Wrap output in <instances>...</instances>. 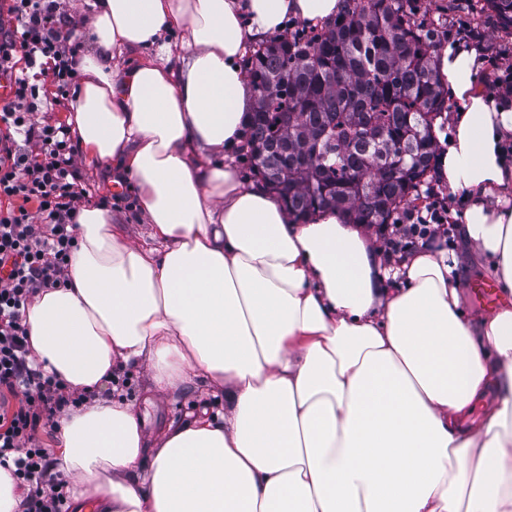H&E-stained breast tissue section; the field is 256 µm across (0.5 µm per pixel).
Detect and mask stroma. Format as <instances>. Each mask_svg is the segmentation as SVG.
Listing matches in <instances>:
<instances>
[{"instance_id":"35a3bbf8","label":"stroma","mask_w":512,"mask_h":512,"mask_svg":"<svg viewBox=\"0 0 512 512\" xmlns=\"http://www.w3.org/2000/svg\"><path fill=\"white\" fill-rule=\"evenodd\" d=\"M420 17L433 24L438 31V46L448 42H459L478 47L485 58L478 80L487 91H494V81L502 68L512 65V29L502 27L493 13L481 10L478 0H416ZM81 182L88 191L91 205H104L114 214L122 216L124 230L129 240L144 241L148 226L137 208V197L132 186H125L123 192L113 190V182L103 168L84 160L76 162ZM464 191L449 193L436 173H428L418 190V197L412 203L413 209L438 198L449 202V224L460 227L464 209ZM457 262V276L463 309L466 314L476 316L488 313L489 308L474 294L476 283L486 280L484 256L455 237L446 249ZM113 385L122 396L131 401L142 419L148 433H156L169 424L192 420L200 410L211 415H223L224 397L214 394L200 380L190 378L172 392L150 396L148 375L144 368L116 364L113 369Z\"/></svg>"}]
</instances>
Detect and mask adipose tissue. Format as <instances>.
Returning <instances> with one entry per match:
<instances>
[{"label": "adipose tissue", "instance_id": "1", "mask_svg": "<svg viewBox=\"0 0 512 512\" xmlns=\"http://www.w3.org/2000/svg\"><path fill=\"white\" fill-rule=\"evenodd\" d=\"M339 8L93 0L68 123L87 162L133 180L150 241L82 207L65 285L26 312L37 364L89 396L57 428L77 512H512V105L478 83L475 49L438 54L458 109L437 174L467 191L463 238L510 297L491 314L465 315L444 253L405 255L402 287L383 288L339 213L294 223L209 157L242 137L248 46ZM118 361L160 391L193 375L223 416L147 435L106 390Z\"/></svg>", "mask_w": 512, "mask_h": 512}]
</instances>
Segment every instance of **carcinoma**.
I'll return each mask as SVG.
<instances>
[{
  "instance_id": "obj_1",
  "label": "carcinoma",
  "mask_w": 512,
  "mask_h": 512,
  "mask_svg": "<svg viewBox=\"0 0 512 512\" xmlns=\"http://www.w3.org/2000/svg\"><path fill=\"white\" fill-rule=\"evenodd\" d=\"M411 2L346 0L324 31L253 49L241 151L289 215L330 209L386 224L430 171L448 92L432 56L437 33ZM484 3L512 27V0Z\"/></svg>"
}]
</instances>
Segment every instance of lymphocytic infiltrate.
Instances as JSON below:
<instances>
[{
	"label": "lymphocytic infiltrate",
	"instance_id": "obj_1",
	"mask_svg": "<svg viewBox=\"0 0 512 512\" xmlns=\"http://www.w3.org/2000/svg\"><path fill=\"white\" fill-rule=\"evenodd\" d=\"M9 15L15 25L0 35V71L13 73L19 56L27 71L16 75L14 98L0 107V201L7 203L0 208V266L10 267L0 275V463H13L16 479L27 485L26 512H63L62 484L44 480L52 460L38 433L84 397L35 365L23 318L36 293L66 282L84 189L65 127L32 119L36 87L28 70L68 87L79 43L63 23L61 0H11ZM375 232L389 262L418 241L453 235L448 208L436 201Z\"/></svg>",
	"mask_w": 512,
	"mask_h": 512
}]
</instances>
